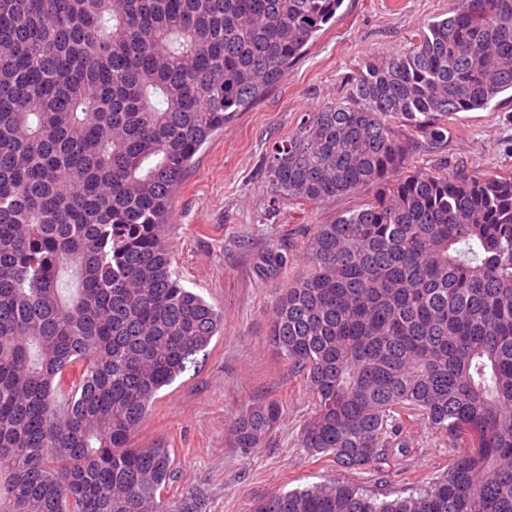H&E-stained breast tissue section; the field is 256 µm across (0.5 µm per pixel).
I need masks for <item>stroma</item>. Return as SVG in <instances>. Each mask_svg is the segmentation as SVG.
Returning a JSON list of instances; mask_svg holds the SVG:
<instances>
[{
    "instance_id": "stroma-1",
    "label": "stroma",
    "mask_w": 512,
    "mask_h": 512,
    "mask_svg": "<svg viewBox=\"0 0 512 512\" xmlns=\"http://www.w3.org/2000/svg\"><path fill=\"white\" fill-rule=\"evenodd\" d=\"M450 0H344L278 85L250 109L237 113L196 155L172 204L165 240L172 267L191 288L224 312V334L214 337L198 367L158 392L135 441L165 442L178 465L169 493L197 489L203 512H253L274 493L343 481L395 498L418 493L453 462L426 425L411 435L413 453L397 456L384 471L349 470L317 458L299 445L312 401L268 340L272 309L284 288L305 272L303 242L314 225L332 222L356 205L353 197L272 211L273 190L263 174L269 148L287 138L302 114L345 99L364 60L409 46L414 31L448 15ZM422 168L512 170V100L458 113L445 144L422 147ZM275 244L287 266L258 271L256 258ZM282 409L265 444L241 454L229 444V427L268 400Z\"/></svg>"
}]
</instances>
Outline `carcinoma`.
Segmentation results:
<instances>
[{"label": "carcinoma", "mask_w": 512, "mask_h": 512, "mask_svg": "<svg viewBox=\"0 0 512 512\" xmlns=\"http://www.w3.org/2000/svg\"><path fill=\"white\" fill-rule=\"evenodd\" d=\"M342 2L0 0V512H200V491L164 497L165 443L135 446L224 330L171 269V204ZM508 90L512 0H452L273 144L272 210L366 193L314 226L273 313L312 399L301 447L380 471L422 420L458 455L416 496L334 482L254 512H512V171L414 165ZM281 415L236 418L231 447H261Z\"/></svg>", "instance_id": "obj_1"}]
</instances>
